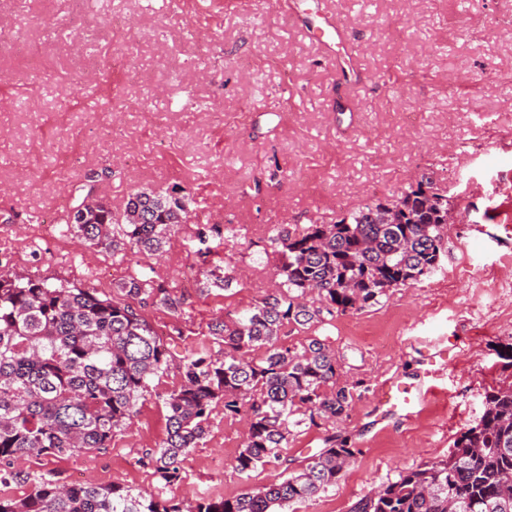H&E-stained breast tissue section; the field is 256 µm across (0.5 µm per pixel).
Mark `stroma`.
I'll list each match as a JSON object with an SVG mask.
<instances>
[{
	"instance_id": "35a3bbf8",
	"label": "stroma",
	"mask_w": 512,
	"mask_h": 512,
	"mask_svg": "<svg viewBox=\"0 0 512 512\" xmlns=\"http://www.w3.org/2000/svg\"><path fill=\"white\" fill-rule=\"evenodd\" d=\"M116 15L128 38L113 36ZM0 16L30 41L25 58L0 54V81L25 61L42 77L37 95L0 107V272L105 298L131 267L153 263L185 301L177 317L144 314L160 333L180 328L178 348L219 350L212 320L276 285L281 229L393 202L425 176L447 196L453 221L437 271L319 329L346 354L344 378L363 382L336 425L359 454L336 486L288 512H349L372 487L446 456L481 419L485 392L512 380L498 356L512 343V0H86L91 40L73 36L61 0H5ZM86 58L112 72L126 106L55 111ZM80 140L84 162L57 167ZM92 172L117 213L142 189L190 195L160 259L115 258L58 234L72 189ZM213 225L221 233L204 260L197 234ZM216 273L239 283L214 287ZM391 377L429 388L413 420L379 422L377 389ZM179 382L174 368L155 377L106 448L28 457L16 470L187 506L280 481L277 465L247 478L234 470L245 428L218 408L181 480L162 487L140 459L164 439L161 397Z\"/></svg>"
}]
</instances>
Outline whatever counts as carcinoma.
<instances>
[{
    "label": "carcinoma",
    "instance_id": "obj_1",
    "mask_svg": "<svg viewBox=\"0 0 512 512\" xmlns=\"http://www.w3.org/2000/svg\"><path fill=\"white\" fill-rule=\"evenodd\" d=\"M66 214L67 228L112 254L156 255L188 213L182 188L140 190L118 216L91 184ZM448 198L431 178L392 203L350 211L333 224L280 231L282 281L241 314L209 324L224 349L188 350L174 360L141 313L147 305L178 313L182 296L131 270L113 295L94 288L0 274V484L16 480L19 456L62 458L104 448L126 427L153 377L176 367L180 384L163 398L167 435L141 462L162 487L181 478L180 463L203 439L213 411L245 421L235 469L247 474L288 463V442L303 426L349 416L360 381L341 380L344 356L313 337L288 346L336 315L379 304L392 288L430 276L445 251ZM480 421L448 455L398 474L356 500L350 512H512V381L485 392ZM322 449L280 482L232 498H203L191 512H282L336 485L357 460L350 438L326 432ZM32 490L0 498V512H183L117 484H59L51 473L25 476Z\"/></svg>",
    "mask_w": 512,
    "mask_h": 512
}]
</instances>
